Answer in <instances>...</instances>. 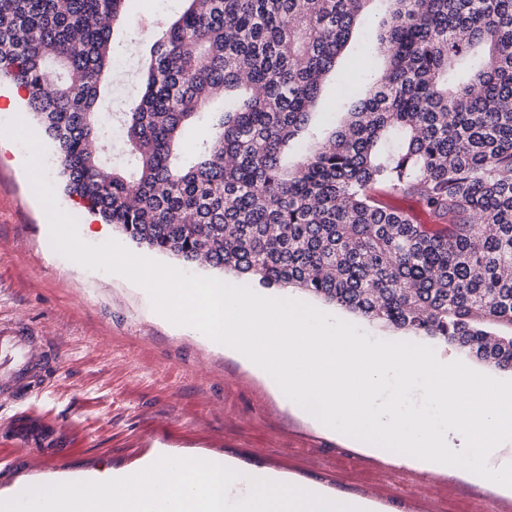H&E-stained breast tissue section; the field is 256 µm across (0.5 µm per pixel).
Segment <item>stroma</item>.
Wrapping results in <instances>:
<instances>
[{"label": "stroma", "instance_id": "stroma-1", "mask_svg": "<svg viewBox=\"0 0 512 512\" xmlns=\"http://www.w3.org/2000/svg\"><path fill=\"white\" fill-rule=\"evenodd\" d=\"M180 0L149 8L128 0L112 74V100L126 106L140 90V50L180 12ZM374 77L368 53L348 48L322 89L318 112L335 117L348 75ZM25 149L0 137V329L30 337L34 355L59 357L51 378L17 391L0 372L1 478L34 456L27 439L72 448L70 464L130 467L152 452L218 453L246 472L273 470L329 494L367 500L376 512H492L512 491L465 472L431 474L369 451L366 443L321 427L287 407L231 352L171 324L149 295L126 278L89 271L56 253L33 194Z\"/></svg>", "mask_w": 512, "mask_h": 512}]
</instances>
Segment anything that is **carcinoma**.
Wrapping results in <instances>:
<instances>
[{
  "instance_id": "1",
  "label": "carcinoma",
  "mask_w": 512,
  "mask_h": 512,
  "mask_svg": "<svg viewBox=\"0 0 512 512\" xmlns=\"http://www.w3.org/2000/svg\"><path fill=\"white\" fill-rule=\"evenodd\" d=\"M125 2L0 0V79L70 198L187 265L512 371V0H387L363 44L386 67L329 133L309 132L313 109L371 0H183L114 112L101 83ZM220 95L234 109L206 111ZM201 119L210 135L187 141ZM114 125L119 151H94ZM380 192L418 200L433 230Z\"/></svg>"
}]
</instances>
